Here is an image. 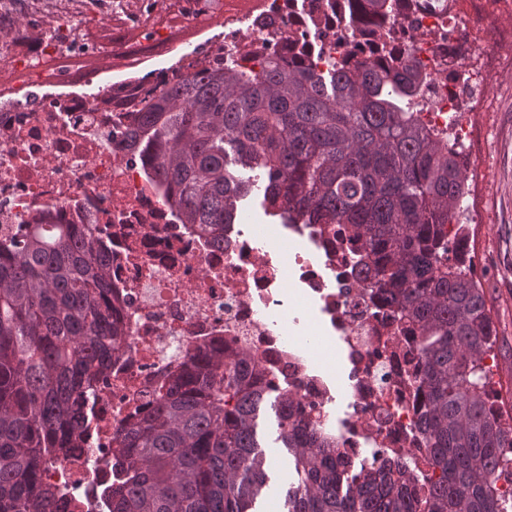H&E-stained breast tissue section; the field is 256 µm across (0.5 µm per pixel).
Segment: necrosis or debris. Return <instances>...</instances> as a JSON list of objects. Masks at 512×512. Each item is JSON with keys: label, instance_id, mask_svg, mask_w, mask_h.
<instances>
[{"label": "necrosis or debris", "instance_id": "obj_1", "mask_svg": "<svg viewBox=\"0 0 512 512\" xmlns=\"http://www.w3.org/2000/svg\"><path fill=\"white\" fill-rule=\"evenodd\" d=\"M55 22L38 28L30 49L18 50L20 16L36 0H0V224H89L112 250V293L127 336L112 356L104 382L91 393L87 429L74 447L59 451L41 482L65 498L64 512H109L107 489L119 473L116 430L142 418L171 374L197 348L224 346L255 355L273 393L293 394L306 414L330 425L353 463L388 457L423 495L430 474L420 427L421 398L412 383L416 338L376 287L349 261L343 244L307 224H278L279 243L259 245L249 225L224 227L223 246L196 226L174 223L146 181L138 160L115 135L121 113L112 96L97 92L102 78L70 69L47 71L48 61L69 50L81 15L75 0H58ZM224 30L197 20L211 47L233 50L268 37L263 19L283 13L284 0H260L256 14L241 17L222 0H208ZM418 58L436 71L439 86L429 118L455 139L481 136L472 119L486 93L475 81L471 108L448 96L458 61L437 42L413 40ZM332 369L316 364L323 348Z\"/></svg>", "mask_w": 512, "mask_h": 512}]
</instances>
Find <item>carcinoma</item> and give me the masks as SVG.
Masks as SVG:
<instances>
[{
  "mask_svg": "<svg viewBox=\"0 0 512 512\" xmlns=\"http://www.w3.org/2000/svg\"><path fill=\"white\" fill-rule=\"evenodd\" d=\"M285 2L282 41L215 55L145 104L130 83L112 89L124 146L180 224L235 223L256 187L240 166L261 172L268 215L345 242L417 332L427 492L410 495L390 467L353 466L292 395L266 392L255 357L199 349L114 436L111 512H250L267 483L268 404L288 512H512L495 481L512 464V422L489 402L483 364L496 327L465 265L464 164L422 117L432 80L405 43L438 0H309L299 14ZM109 266L89 224L0 229V512H53L41 473L72 447L125 336Z\"/></svg>",
  "mask_w": 512,
  "mask_h": 512,
  "instance_id": "1",
  "label": "carcinoma"
}]
</instances>
